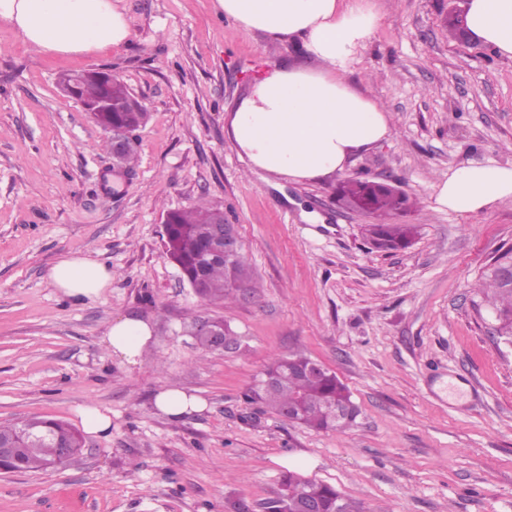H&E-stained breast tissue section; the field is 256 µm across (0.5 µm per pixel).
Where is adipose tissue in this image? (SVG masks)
Listing matches in <instances>:
<instances>
[{"label": "adipose tissue", "mask_w": 512, "mask_h": 512, "mask_svg": "<svg viewBox=\"0 0 512 512\" xmlns=\"http://www.w3.org/2000/svg\"><path fill=\"white\" fill-rule=\"evenodd\" d=\"M215 7L242 31L300 44L306 56L267 69L226 117L231 144L251 168L298 184L321 183L391 137L390 112L347 79L377 24L365 0H215ZM462 9L470 41L512 60V0H464ZM1 24L57 55L117 47L130 35L121 0H0ZM507 199L512 166L471 162L435 184L431 207L469 216ZM49 278L77 300L98 298L112 284L106 265L82 256L58 260ZM152 338L149 320L126 316L112 322L103 343L135 366Z\"/></svg>", "instance_id": "1"}]
</instances>
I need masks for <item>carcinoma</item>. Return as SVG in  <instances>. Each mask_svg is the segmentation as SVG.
<instances>
[{"label": "carcinoma", "instance_id": "obj_1", "mask_svg": "<svg viewBox=\"0 0 512 512\" xmlns=\"http://www.w3.org/2000/svg\"><path fill=\"white\" fill-rule=\"evenodd\" d=\"M80 98L88 101L107 96L114 107H121L131 97L118 81L102 87L95 81H86L80 88ZM147 119L145 112H100L95 122L101 128L110 125L124 126L135 132ZM337 199L345 207L370 214L387 215L409 207L406 195L394 188L376 182L347 179L337 189ZM224 224V214L217 209L193 206L167 212L164 224V246L167 255L178 265L183 277L198 287L197 295L210 302L233 300L243 288L254 284L243 257L232 261H212L203 264L211 246L212 230ZM371 243L378 249L395 251L408 246L418 234L415 224H369L365 229ZM482 292L490 299L496 313L497 337L512 345V252L503 253L497 265L484 282ZM303 363L309 358L290 354L275 359L264 371L262 378L250 388L246 397L261 402L278 415L298 404L301 413L298 424L313 430H338L333 418V408L351 402V395L336 374L326 370L318 374H305L288 366V361ZM37 438L26 437L18 424H0V443L17 448L22 470L46 469L60 442L80 445L78 432L69 425L55 420L33 418ZM288 485V503L308 499L323 506L326 512L341 508L354 512L343 502V496L333 487L290 475L284 480Z\"/></svg>", "mask_w": 512, "mask_h": 512}]
</instances>
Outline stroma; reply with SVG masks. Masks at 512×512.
Returning a JSON list of instances; mask_svg holds the SVG:
<instances>
[{
    "label": "stroma",
    "instance_id": "35a3bbf8",
    "mask_svg": "<svg viewBox=\"0 0 512 512\" xmlns=\"http://www.w3.org/2000/svg\"><path fill=\"white\" fill-rule=\"evenodd\" d=\"M378 13L350 81L391 112L392 137L345 178L392 180L411 201L406 248L365 239L373 215L336 203V181L296 184L250 170L224 117L261 63L295 47L245 33L214 0H122L117 48L56 56L0 26V423L38 416L79 426L111 410L67 466L0 473V512H263L283 476L334 486L359 512H512V347L480 291L512 248V201L463 217L429 206L436 179L470 162L512 165V61L453 40L451 0H370ZM100 68L148 119L132 173L113 170L106 133L59 78ZM223 210L258 288L226 304L199 298L164 249L162 215L197 201ZM107 264L94 300L57 291L65 256ZM153 321L142 364L101 340L112 320ZM224 318L232 352L190 334ZM321 362L360 409L317 432L244 395L274 357ZM207 403L181 421L157 391ZM77 414L83 429L90 435L108 434L112 429V415L96 406L79 408Z\"/></svg>",
    "mask_w": 512,
    "mask_h": 512
}]
</instances>
